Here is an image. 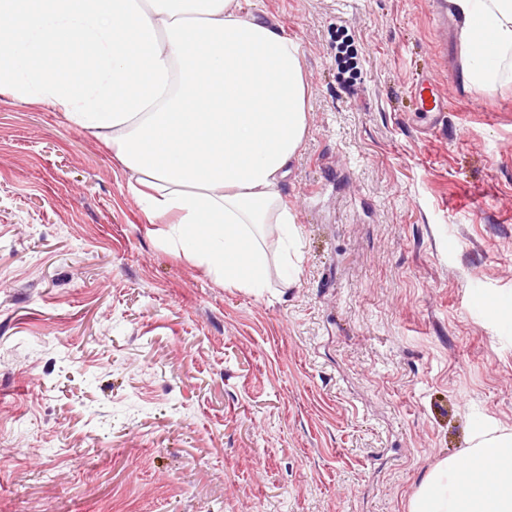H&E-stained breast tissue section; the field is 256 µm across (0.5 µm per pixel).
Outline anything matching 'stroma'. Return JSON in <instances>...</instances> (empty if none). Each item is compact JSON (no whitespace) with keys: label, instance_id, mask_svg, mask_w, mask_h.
Wrapping results in <instances>:
<instances>
[{"label":"stroma","instance_id":"stroma-1","mask_svg":"<svg viewBox=\"0 0 512 512\" xmlns=\"http://www.w3.org/2000/svg\"><path fill=\"white\" fill-rule=\"evenodd\" d=\"M431 6L257 0L310 89L291 286L271 232L265 288L225 287L101 139L0 96V512H406L512 431V79L464 85ZM411 96L415 105L414 112H422L429 121L426 129L434 130L444 120V112L448 109L436 81L430 75H422L414 83Z\"/></svg>","mask_w":512,"mask_h":512}]
</instances>
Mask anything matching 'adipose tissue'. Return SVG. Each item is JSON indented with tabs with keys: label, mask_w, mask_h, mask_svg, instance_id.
<instances>
[{
	"label": "adipose tissue",
	"mask_w": 512,
	"mask_h": 512,
	"mask_svg": "<svg viewBox=\"0 0 512 512\" xmlns=\"http://www.w3.org/2000/svg\"><path fill=\"white\" fill-rule=\"evenodd\" d=\"M464 83L512 70V0H450ZM299 44L249 0H0V95L103 138L150 224L225 286L265 285L267 228L295 282L280 184L308 132ZM408 512H512V432L479 428Z\"/></svg>",
	"instance_id": "obj_1"
}]
</instances>
